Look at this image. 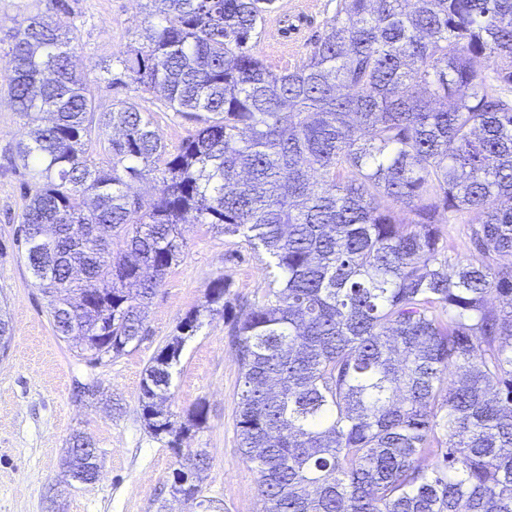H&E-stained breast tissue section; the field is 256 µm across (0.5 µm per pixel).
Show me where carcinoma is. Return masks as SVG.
<instances>
[{
    "label": "carcinoma",
    "mask_w": 512,
    "mask_h": 512,
    "mask_svg": "<svg viewBox=\"0 0 512 512\" xmlns=\"http://www.w3.org/2000/svg\"><path fill=\"white\" fill-rule=\"evenodd\" d=\"M151 2L158 22L115 56L112 84L194 122L174 154L133 101L92 127L71 38L43 16L0 54L31 124L20 231L56 335L95 362L124 355L186 225L241 236L270 257L264 299L234 306L214 277L142 380L145 425L188 460L172 496L202 505L208 455L181 445L209 409L180 420L168 400L186 337L216 312L261 512H512V266L490 263L512 256V0H340L307 63L280 73L252 43L275 0ZM148 179L163 183L151 201ZM470 212L479 258L453 263L439 224ZM65 465L100 474L80 434Z\"/></svg>",
    "instance_id": "carcinoma-1"
}]
</instances>
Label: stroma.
<instances>
[{"label": "stroma", "instance_id": "35a3bbf8", "mask_svg": "<svg viewBox=\"0 0 512 512\" xmlns=\"http://www.w3.org/2000/svg\"><path fill=\"white\" fill-rule=\"evenodd\" d=\"M68 2L69 11L60 12L51 0H0V50L26 17L52 15L71 37L78 67L87 71L94 119L133 100L150 113L167 148L176 149L190 123L167 109L159 94L101 77L113 54L140 46L150 0ZM337 3L276 0L256 43L258 56L276 72L302 66ZM27 130L0 76V307L12 326L8 349L0 354V512H157L163 504L181 512L169 494L176 458L141 418L144 371L186 314L203 304L204 289L217 275L227 276L231 301H261L269 287V258L210 225H188L183 253L151 300L143 340L118 358L90 363L56 336L48 299L15 241L25 206L21 187L29 178L19 154ZM239 377L223 316L202 315L171 370L170 408L180 416L200 400L209 408L204 428L185 442L210 456L202 499L221 503L223 512H260L257 473L244 461L236 433ZM76 432L102 452L95 482L73 481L65 471Z\"/></svg>", "mask_w": 512, "mask_h": 512}]
</instances>
